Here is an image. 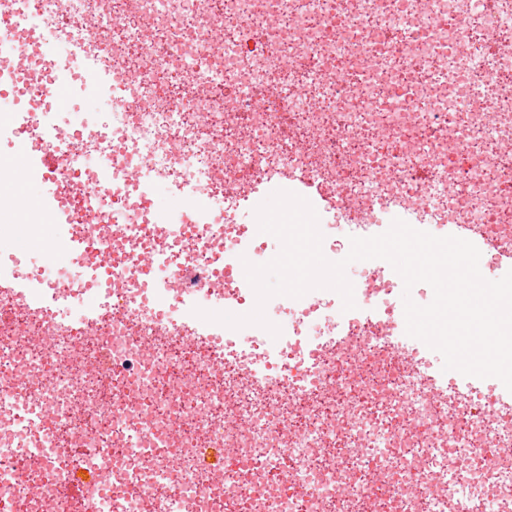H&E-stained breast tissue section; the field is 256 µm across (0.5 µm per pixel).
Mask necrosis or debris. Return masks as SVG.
I'll return each instance as SVG.
<instances>
[{
    "instance_id": "necrosis-or-debris-1",
    "label": "necrosis or debris",
    "mask_w": 512,
    "mask_h": 512,
    "mask_svg": "<svg viewBox=\"0 0 512 512\" xmlns=\"http://www.w3.org/2000/svg\"><path fill=\"white\" fill-rule=\"evenodd\" d=\"M20 51L45 106L0 120V143L26 138L12 176L62 193L14 232L56 224L81 273L50 279L0 250V277L30 287L0 291V512H512V418L487 390L433 393L426 347L409 346L414 367L394 358L403 281L386 261L362 273L381 316L348 317L350 350L321 366L308 334L340 310L332 295L281 297L270 349L257 326L240 344H153L207 284L208 310L254 307L234 270L267 244L239 213L263 185L293 190V170L334 189L326 231L403 216L512 247V0H0V61ZM60 72L101 105L72 140L48 104ZM159 185L175 209L156 206ZM89 296L97 308L70 315ZM217 441L235 461L212 481L198 470ZM84 473L107 484L77 501Z\"/></svg>"
}]
</instances>
